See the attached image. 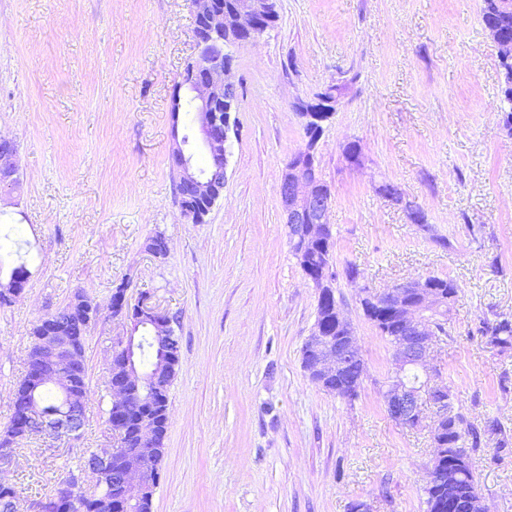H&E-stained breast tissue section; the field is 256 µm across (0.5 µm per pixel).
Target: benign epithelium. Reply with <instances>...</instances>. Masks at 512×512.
Returning a JSON list of instances; mask_svg holds the SVG:
<instances>
[{"label":"benign epithelium","mask_w":512,"mask_h":512,"mask_svg":"<svg viewBox=\"0 0 512 512\" xmlns=\"http://www.w3.org/2000/svg\"><path fill=\"white\" fill-rule=\"evenodd\" d=\"M194 7V37L198 55L185 69L177 88L187 87L193 93L196 119L202 134L201 151L214 163L216 172L201 170L192 163L193 153L186 152L190 138L174 140L172 163L178 173L177 186L187 195L185 210L202 223L216 202L224 196L219 173L226 172L231 113L236 110L238 84L232 71L235 52L251 45L276 21L274 0H192ZM343 94L325 90L316 101H298L296 111L305 119L307 146L288 161L279 184V198L290 242L304 252L330 228L327 214L331 191L326 189L319 169L314 166L312 149L320 138L324 116L336 111ZM18 145L12 138L0 136V188L13 187L19 182ZM386 200L404 205L411 223H416L418 207L405 200L401 191L390 182L377 187ZM385 296L382 307H390L402 325L403 334L394 345V370L387 382L385 401L388 414L406 428H418L424 421L422 397H427L435 408L431 429L440 427L448 419V385L431 384L432 346L435 337L428 325L432 314H446L448 298L433 288L428 278L413 277L395 283L375 297ZM115 317L123 323V334L116 350L123 353L126 372L108 378L114 409H122L130 398L142 391L145 374L132 361L134 345L130 344L132 328L140 321L153 327L156 342H169L175 336L174 318L169 312L148 304L142 296L134 304L126 291L116 295ZM336 323L342 329L337 339H326L319 324L308 337L307 355L309 373L320 382L335 381L336 387L362 384L365 367L351 323L341 307L333 308ZM41 356L27 366L33 381L50 387L68 399L67 405L55 410L41 408L13 397L12 407L20 415L16 437L28 439L48 436L53 439H77L85 425V391L75 382V370L84 367L80 353L65 335L64 326L53 315L42 318ZM420 375L411 379L408 371ZM155 424L149 418L139 422V447L127 448L124 440L112 434V444L97 449L81 468L99 476L117 464L115 500L103 497V504L111 512L131 509L145 497L153 496L157 476L146 464Z\"/></svg>","instance_id":"benign-epithelium-1"}]
</instances>
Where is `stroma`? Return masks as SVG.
<instances>
[{
    "label": "stroma",
    "mask_w": 512,
    "mask_h": 512,
    "mask_svg": "<svg viewBox=\"0 0 512 512\" xmlns=\"http://www.w3.org/2000/svg\"><path fill=\"white\" fill-rule=\"evenodd\" d=\"M278 20L234 62L236 134L224 197L204 223L183 217L172 166L176 85L197 55L191 0H0V133L23 180L0 193V273L25 264L23 294L0 306V427L12 413L32 327L75 294L100 307L84 360L78 440L17 445L0 470L40 512L84 451L110 442L108 356L129 297L177 316L180 364L152 512H424L435 455L429 424L400 426L383 385L391 344L356 300L419 275L453 279L438 381L466 422L512 435V349L481 319L512 318V132L499 110L498 49L482 0H275ZM347 90L316 147L332 192L333 264H356L336 296L366 373L355 400L311 380L302 348L318 293L290 252L279 184L304 148L297 100ZM357 142L363 164L344 147ZM389 179L425 215L376 187ZM163 234L158 259L146 241ZM447 245H439V238ZM487 436L471 454L488 512H512V452ZM378 193L386 200L391 201L396 204H404V208L408 214V218L413 224H417L416 218L418 215L419 208L415 206L412 202L406 201L401 191L390 182H383L379 184L377 187ZM422 222L417 224L421 229H427L428 224L426 223L425 215L422 212Z\"/></svg>",
    "instance_id": "stroma-1"
}]
</instances>
